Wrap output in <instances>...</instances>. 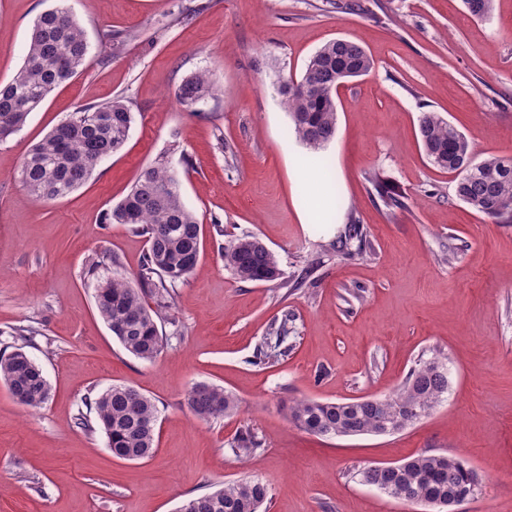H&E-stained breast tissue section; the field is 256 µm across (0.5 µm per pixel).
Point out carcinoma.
<instances>
[{
    "label": "carcinoma",
    "mask_w": 512,
    "mask_h": 512,
    "mask_svg": "<svg viewBox=\"0 0 512 512\" xmlns=\"http://www.w3.org/2000/svg\"><path fill=\"white\" fill-rule=\"evenodd\" d=\"M493 0H463L468 12L483 19ZM89 45L83 28L66 8L41 13L34 22L23 65L11 81L0 84V141L20 131L31 112L84 65ZM374 60L364 47L338 38L320 47L298 77L278 75V91L297 138L317 151L336 135V91L346 81L364 76ZM216 94L208 72L186 77L177 98L190 111ZM133 121L123 97L83 107L58 123L23 159L19 178L37 200L56 199L84 184L97 166L118 152L128 139ZM419 137L428 160L458 173L456 195L498 224L512 223V159L488 156L476 163L467 138L437 112L419 117ZM109 224H128L145 236L147 248L137 272L129 278L117 272L97 280L96 306L126 351L155 360L167 337L159 324L167 320L173 294L201 256L202 227L182 201L177 170L162 157L142 170L127 195L106 214ZM336 252H366L363 225L347 224L336 239ZM224 268L242 282H273L282 272L273 253L254 234H242L224 246ZM291 314L272 321L253 355V363L272 364L288 355ZM0 380L14 399L38 408L48 402L50 385L41 368L17 347L0 354ZM448 392V371L436 357L412 367L401 387L384 399L351 401L303 399L289 408L292 422L303 431L339 438L402 431L415 424ZM85 404L94 419L82 415L77 427L101 429L112 455L127 461L148 459L154 453L158 408L139 390L115 383ZM188 406L201 420H217L238 411L239 399L224 388L197 383L188 393ZM262 442L253 433L235 439L230 450L247 457ZM360 481L409 505L424 506L433 498L467 493L480 486L464 461L421 453L403 460L394 470L368 466ZM270 501L266 484L255 479L224 483V488L196 495L182 503V512H260Z\"/></svg>",
    "instance_id": "carcinoma-1"
}]
</instances>
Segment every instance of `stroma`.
Returning a JSON list of instances; mask_svg holds the SVG:
<instances>
[{
  "label": "stroma",
  "mask_w": 512,
  "mask_h": 512,
  "mask_svg": "<svg viewBox=\"0 0 512 512\" xmlns=\"http://www.w3.org/2000/svg\"><path fill=\"white\" fill-rule=\"evenodd\" d=\"M59 6L85 30L86 63L0 143V353L14 350V327H35L24 350L51 386L31 409L0 383V512H177L244 477L268 486L269 512H416L359 473L421 453L478 473L481 490L459 512H512V224L461 201L456 173L430 164L418 134L421 113L435 111L475 160L512 157V0H493L483 20L463 0H0L1 84L23 64L36 18ZM111 29L129 40L110 54ZM337 38L360 43L375 67L339 87L336 136L313 152L275 81ZM203 70L217 95L170 109L181 81ZM117 96L134 117L124 147L67 196L32 199L17 175L29 149L77 108ZM163 155L203 251L148 362L112 336L87 268L136 271L145 238L103 218ZM378 183L403 207L386 208ZM352 222L367 232L366 255L336 251ZM245 233L273 252L280 280L225 269L224 245ZM307 271L313 285L294 288ZM285 311L297 334L288 355L250 365ZM436 356L448 392L398 433L325 438L288 418L296 400L386 397ZM114 383L157 405L149 459L115 458L103 432L75 425L85 397ZM197 383L235 393L238 412L198 420L187 404ZM246 431L263 446L240 459L229 444Z\"/></svg>",
  "instance_id": "1"
}]
</instances>
